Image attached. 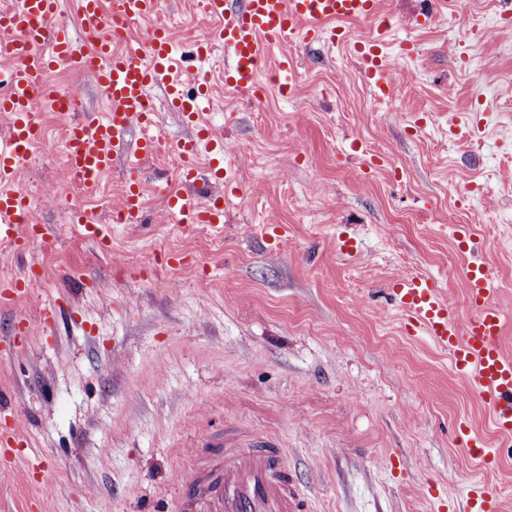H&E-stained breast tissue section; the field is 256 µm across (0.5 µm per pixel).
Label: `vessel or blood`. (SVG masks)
<instances>
[{
    "label": "vessel or blood",
    "instance_id": "1",
    "mask_svg": "<svg viewBox=\"0 0 512 512\" xmlns=\"http://www.w3.org/2000/svg\"><path fill=\"white\" fill-rule=\"evenodd\" d=\"M206 14L215 26L197 27L191 44L197 57H207L222 44L227 63L226 85L258 93L260 66L267 51L289 37L312 43L336 40L339 20H366L368 35L357 46L359 67L374 92L387 93L392 68L382 57L380 34L388 25L377 0H205ZM159 0H79L80 41H73L58 22V0H20L0 10V114L9 118L0 134V246L21 255L33 241L45 237L44 227L25 224L31 199L18 179L30 147L43 137L36 112L48 99L56 112L70 118L64 137L69 171L93 189L97 178L111 169L118 154L140 161L153 155L158 143L147 137L128 145L131 126L147 128L157 115L149 103L151 90L166 87V105L184 121H193L208 99L207 81L195 79L193 93H185L174 75L176 47L166 25L155 23ZM144 20L148 27L128 35L116 19ZM67 63L92 74L100 84L108 113L105 118L77 117L69 89L46 84L44 74ZM169 150L178 161L179 175L192 180L200 169L201 153L210 156L209 179L222 181L236 158L230 144L208 127L176 140ZM143 208L142 181L129 175L117 209L123 224L139 222ZM168 216L180 222L219 230L224 224L223 198H203L195 191L167 196ZM28 273L0 279V302L8 304L27 291ZM472 315L460 321L448 299L428 278L416 276L391 283L390 289L410 334L428 336L448 352L461 376L473 381L489 405L490 424L499 435L512 436V355L504 352L501 336L504 313L492 302L490 276L483 263L473 262L464 273ZM459 443L485 468L497 459L484 440L464 430ZM21 435L9 413L0 407V471L18 460ZM206 466H192L181 482L183 512H311V497L290 469L280 448L263 442L247 448L225 447L222 439L207 438ZM468 512H499L494 488L479 486L467 500Z\"/></svg>",
    "mask_w": 512,
    "mask_h": 512
}]
</instances>
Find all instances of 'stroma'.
I'll return each mask as SVG.
<instances>
[{
	"instance_id": "1",
	"label": "stroma",
	"mask_w": 512,
	"mask_h": 512,
	"mask_svg": "<svg viewBox=\"0 0 512 512\" xmlns=\"http://www.w3.org/2000/svg\"><path fill=\"white\" fill-rule=\"evenodd\" d=\"M378 2L392 23L382 53L402 59L385 99L355 57L362 21L340 22V44L270 48L257 98L225 84L224 50L212 51L200 118L236 143L227 178L241 188L223 233L165 214L182 187L167 156L140 171L141 224L108 221L125 157L81 193L62 154L24 168L50 237L19 258L0 248V278L29 266L41 279L0 305V403L49 481L31 484L21 463L0 474V512H97L104 499L178 512V479L208 435L228 448L274 438L315 512H461L484 483L512 512V440L488 435L492 469L456 444L489 409L446 352L406 334L387 292L424 275L468 317L461 275L480 260L512 352V16L501 0H453L429 19L421 0ZM160 19L180 50L209 22L201 0H162ZM485 26L499 38L478 41ZM286 54L289 95L276 80ZM47 80L80 85L83 116L105 113L92 75L63 65ZM72 191L108 247L70 223ZM349 237L361 260L341 256ZM47 303L61 314L44 326ZM25 318L32 333L17 330Z\"/></svg>"
}]
</instances>
